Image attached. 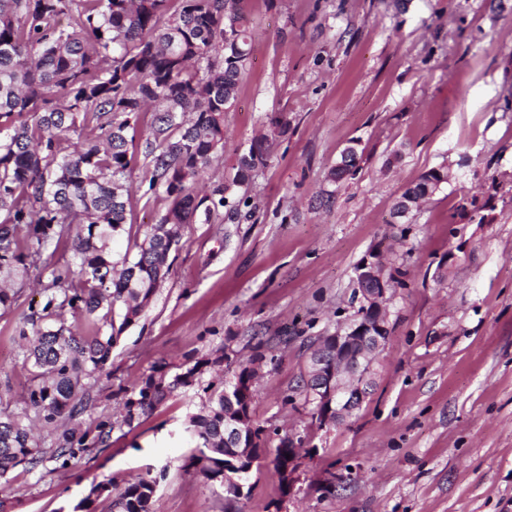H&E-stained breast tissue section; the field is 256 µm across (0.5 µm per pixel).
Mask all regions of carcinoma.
<instances>
[{
    "mask_svg": "<svg viewBox=\"0 0 512 512\" xmlns=\"http://www.w3.org/2000/svg\"><path fill=\"white\" fill-rule=\"evenodd\" d=\"M248 23L243 0H0V275L32 277L41 294L19 328L32 336L21 348L31 384L21 407L0 408V480L20 464H66L109 447L115 427L224 362L217 354L172 376L151 374L125 394L119 417L84 424L112 348L168 273L177 229L226 206L224 186L200 197L194 184L224 145V113L250 56ZM149 105L157 110L145 138L148 187L168 207L134 257H116L110 244L126 232L129 132ZM346 151V169H331L330 179L355 170L357 148ZM266 155L265 140L255 142L239 160V180ZM446 183L447 169H431L399 201L416 208ZM491 201L463 196L457 215L483 224ZM68 243L70 260L60 254ZM251 378L244 367L227 387L207 384L189 418V465L208 480L237 472V444L224 442V425L249 417L245 406L231 409V398L254 399ZM268 441L259 426L244 434L254 459ZM157 487L149 471L123 485L99 482L74 512H90L102 496L111 512H153Z\"/></svg>",
    "mask_w": 512,
    "mask_h": 512,
    "instance_id": "cac0c4a2",
    "label": "carcinoma"
}]
</instances>
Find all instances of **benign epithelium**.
Wrapping results in <instances>:
<instances>
[{
	"label": "benign epithelium",
	"instance_id": "benign-epithelium-1",
	"mask_svg": "<svg viewBox=\"0 0 512 512\" xmlns=\"http://www.w3.org/2000/svg\"><path fill=\"white\" fill-rule=\"evenodd\" d=\"M354 302L371 309L336 328L316 343L310 355L306 381L315 397V421L340 424L358 410L374 384V365L389 335L383 303L391 282L383 263V251L366 256L355 271Z\"/></svg>",
	"mask_w": 512,
	"mask_h": 512
}]
</instances>
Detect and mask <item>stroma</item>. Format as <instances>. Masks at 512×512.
<instances>
[{
	"mask_svg": "<svg viewBox=\"0 0 512 512\" xmlns=\"http://www.w3.org/2000/svg\"><path fill=\"white\" fill-rule=\"evenodd\" d=\"M251 54L224 148L203 178L248 220L223 214L185 225L169 273L112 349L94 387V416L116 415L122 390L156 369L223 351L202 380L231 382L263 354L256 425L305 440L288 485L266 451L247 497L187 464L184 428L204 397H169L109 447L37 468L17 466L0 512H72L91 484L158 476L155 512H512V0H244ZM286 117L285 129L274 118ZM139 113L129 235L142 241L168 202L148 189ZM269 154L245 184L240 157ZM357 143L352 175L328 171ZM450 178L409 223L393 206L423 173ZM493 198L489 224H457L461 196ZM388 249L402 286L375 385L340 425L322 426L300 389L317 337L353 309L354 269ZM35 288L0 314V398L18 407L30 384L18 326Z\"/></svg>",
	"mask_w": 512,
	"mask_h": 512,
	"instance_id": "35a3bbf8",
	"label": "stroma"
}]
</instances>
